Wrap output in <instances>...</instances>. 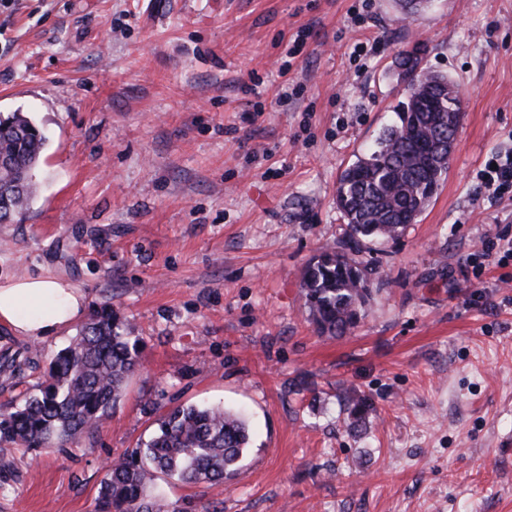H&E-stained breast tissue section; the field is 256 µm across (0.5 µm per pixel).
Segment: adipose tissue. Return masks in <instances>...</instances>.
<instances>
[{
	"mask_svg": "<svg viewBox=\"0 0 512 512\" xmlns=\"http://www.w3.org/2000/svg\"><path fill=\"white\" fill-rule=\"evenodd\" d=\"M86 308L85 293L65 280L36 275L0 282V324L35 341L69 328Z\"/></svg>",
	"mask_w": 512,
	"mask_h": 512,
	"instance_id": "1",
	"label": "adipose tissue"
}]
</instances>
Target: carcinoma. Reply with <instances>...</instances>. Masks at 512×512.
Segmentation results:
<instances>
[{"instance_id":"carcinoma-1","label":"carcinoma","mask_w":512,"mask_h":512,"mask_svg":"<svg viewBox=\"0 0 512 512\" xmlns=\"http://www.w3.org/2000/svg\"><path fill=\"white\" fill-rule=\"evenodd\" d=\"M423 51L420 45L414 54L400 51L398 65L417 68ZM444 83L442 91L399 104L398 121L339 176L336 206L347 220L346 236L325 247L301 276L309 319L320 336H345L361 319L374 274L373 263L362 256L364 243L398 238L437 192L454 144L443 124L457 130L462 117L457 86ZM45 145V136L24 113L0 117V154L11 161L0 171V224L17 221L27 210ZM140 361L139 337L116 311L103 309L52 356L44 380L13 411L0 414V448L46 452L93 437L112 416ZM345 404L355 424L370 410L368 399L355 390ZM250 440L246 419L235 411L174 406L158 419L149 441L105 466L95 512H181L157 490V480L170 485L228 480L238 472Z\"/></svg>"}]
</instances>
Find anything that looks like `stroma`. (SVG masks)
Returning a JSON list of instances; mask_svg holds the SVG:
<instances>
[{"mask_svg":"<svg viewBox=\"0 0 512 512\" xmlns=\"http://www.w3.org/2000/svg\"><path fill=\"white\" fill-rule=\"evenodd\" d=\"M358 4L0 0V114L47 139L0 275L65 279L142 344L94 439L0 454V512H94L105 461L191 403L244 412L252 445L230 484L167 487L184 512H512V198L480 182L512 146V0ZM414 44L464 99L448 173L368 243L372 296L327 339L301 273L347 232L337 179L395 121ZM78 332L0 327V354L43 366Z\"/></svg>","mask_w":512,"mask_h":512,"instance_id":"obj_1","label":"stroma"}]
</instances>
